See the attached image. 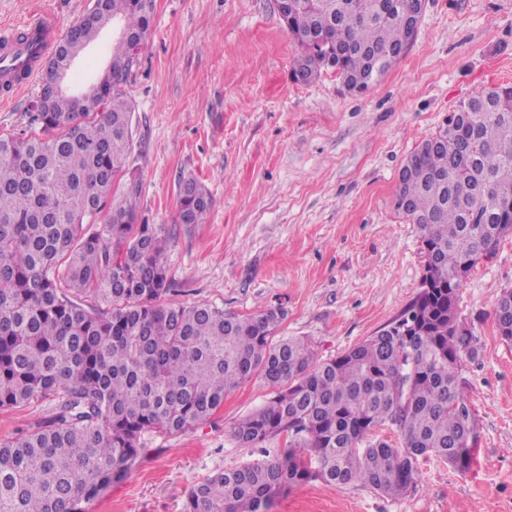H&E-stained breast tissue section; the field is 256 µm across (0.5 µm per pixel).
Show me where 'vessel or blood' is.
Wrapping results in <instances>:
<instances>
[{
  "label": "vessel or blood",
  "mask_w": 512,
  "mask_h": 512,
  "mask_svg": "<svg viewBox=\"0 0 512 512\" xmlns=\"http://www.w3.org/2000/svg\"><path fill=\"white\" fill-rule=\"evenodd\" d=\"M60 38L59 24L49 18L0 29V83L7 84L9 93L19 94L40 74Z\"/></svg>",
  "instance_id": "1"
}]
</instances>
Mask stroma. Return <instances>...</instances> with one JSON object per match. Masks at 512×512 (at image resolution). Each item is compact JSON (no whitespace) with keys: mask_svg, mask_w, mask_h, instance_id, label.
<instances>
[{"mask_svg":"<svg viewBox=\"0 0 512 512\" xmlns=\"http://www.w3.org/2000/svg\"><path fill=\"white\" fill-rule=\"evenodd\" d=\"M90 4L0 0V27L48 15L65 29ZM116 33L108 26L75 62L70 88L105 71ZM299 52L273 0H155L126 87L135 103L126 165L142 183L141 213L174 228L166 263L176 302L241 315L283 308L279 335L307 338L327 361L384 328L418 294L425 257L417 226L394 207L400 169L462 101L512 84V0H427L404 57L360 94L331 72L295 82ZM39 92L35 81L0 99V134L29 131ZM187 175L214 197L208 223L176 221ZM505 288L512 236L458 293L459 318L478 349L461 361L477 422L469 472L431 457L403 496L313 482L277 498L269 512H512V343L493 320ZM270 396L255 377L194 431L145 434L148 455L84 512H184L192 485L276 456L283 437L251 448L231 433ZM58 400L0 408V439L42 423Z\"/></svg>","mask_w":512,"mask_h":512,"instance_id":"stroma-1","label":"stroma"}]
</instances>
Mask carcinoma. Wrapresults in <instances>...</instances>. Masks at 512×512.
I'll return each instance as SVG.
<instances>
[{"instance_id": "carcinoma-1", "label": "carcinoma", "mask_w": 512, "mask_h": 512, "mask_svg": "<svg viewBox=\"0 0 512 512\" xmlns=\"http://www.w3.org/2000/svg\"><path fill=\"white\" fill-rule=\"evenodd\" d=\"M93 2L44 66L34 130L0 135V408L61 394L36 430L0 441V512H81L139 463L144 433L195 430L255 374L273 396L233 435L255 446L284 434L288 446L195 484L184 512H269L315 481L397 497L430 455L467 473L475 422L460 362L478 349L457 298L512 234V86L462 102L401 167L394 206L421 232L429 287L375 335L320 362L308 340L276 335L281 308L239 316L171 300L170 229L140 214L135 175L118 179L135 111L125 86L154 0ZM388 2L295 0L283 20L301 49L292 75L309 83L331 71L360 92L378 82L414 10ZM110 23L132 38L113 41L108 69L83 92L48 95L62 60ZM213 207L205 185L180 179L177 223L204 224ZM494 321L512 343V289L497 296ZM382 425L399 431L400 446L375 434Z\"/></svg>"}]
</instances>
